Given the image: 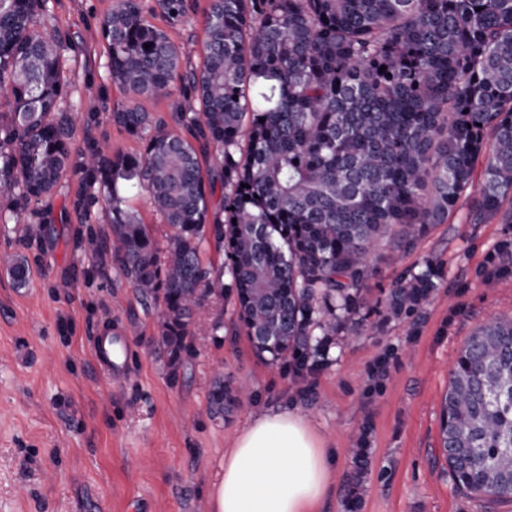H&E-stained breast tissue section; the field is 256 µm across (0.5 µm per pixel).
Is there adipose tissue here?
<instances>
[{"mask_svg": "<svg viewBox=\"0 0 512 512\" xmlns=\"http://www.w3.org/2000/svg\"><path fill=\"white\" fill-rule=\"evenodd\" d=\"M333 458L295 411L258 415L224 454L211 512H313L329 493Z\"/></svg>", "mask_w": 512, "mask_h": 512, "instance_id": "adipose-tissue-1", "label": "adipose tissue"}]
</instances>
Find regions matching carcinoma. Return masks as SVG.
Listing matches in <instances>:
<instances>
[{
	"instance_id": "cac0c4a2",
	"label": "carcinoma",
	"mask_w": 512,
	"mask_h": 512,
	"mask_svg": "<svg viewBox=\"0 0 512 512\" xmlns=\"http://www.w3.org/2000/svg\"><path fill=\"white\" fill-rule=\"evenodd\" d=\"M45 2L0 0L10 115L0 125V205L35 217L14 225L34 256L0 263L16 287L28 284L52 245L31 205L76 179L62 219L68 243L100 258L81 278L93 284L114 261L160 303L174 370L193 351L194 317L226 298L258 357L324 368L335 336L362 331L378 245L393 256L413 250L463 197L469 223L512 224V0H210L203 60L190 74L199 108L182 120L220 151L224 206L214 216L195 145L136 105L169 93L183 55L143 0H114L101 22L109 77L128 103L79 117L66 103L65 47L40 22ZM156 5L170 24L189 10L187 0ZM104 119L142 149L109 153L91 135ZM130 190L160 215L165 244L122 207ZM96 210L108 229L91 220ZM210 241L224 256L217 270L199 258ZM443 275L434 258L403 271L376 302L382 322L419 315ZM508 275L511 235L476 270L485 282ZM241 400V389L211 382L212 414L229 416ZM440 434L457 489L512 500V316L485 322L459 349Z\"/></svg>"
}]
</instances>
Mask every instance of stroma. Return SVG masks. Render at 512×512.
Instances as JSON below:
<instances>
[{"instance_id":"35a3bbf8","label":"stroma","mask_w":512,"mask_h":512,"mask_svg":"<svg viewBox=\"0 0 512 512\" xmlns=\"http://www.w3.org/2000/svg\"><path fill=\"white\" fill-rule=\"evenodd\" d=\"M113 0H47L40 17L66 46L68 102L81 112L126 103L107 70L100 23ZM187 17L165 26L183 51L180 71L203 54L209 0H189ZM138 105L181 132L179 116L198 103L180 79L168 97ZM460 200L447 223L431 229L413 252L386 264L373 255L367 301L384 299L406 268L425 258L445 275L420 317L377 329L370 316L362 336L336 343L332 365L313 373L270 366L236 335L232 306L199 315L194 352L178 370L158 344L160 306H145L119 266L93 287L64 278L92 263L67 242L62 225L14 287L0 267V512H209L208 492L226 449L258 414L292 409L326 447L335 449L331 492L322 512H347L354 475L350 448L363 436L369 465L359 512H512V501L472 496L453 487L440 452V408L459 348L486 321L512 315V276L487 284L476 268L512 227L472 224ZM222 318V336L207 322ZM111 326L126 336L128 374L114 380L95 364L92 337ZM245 385L247 401L230 417L213 418L208 390L215 377Z\"/></svg>"}]
</instances>
